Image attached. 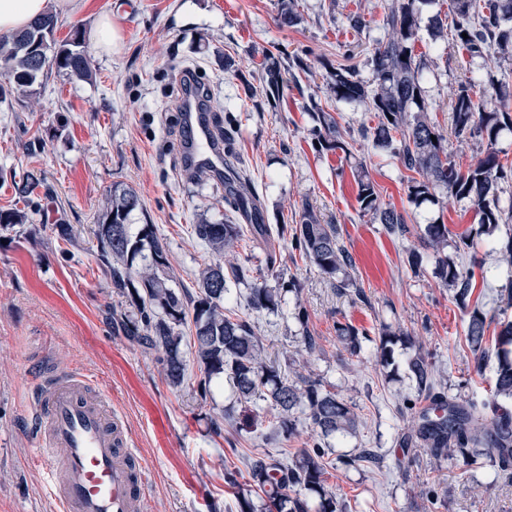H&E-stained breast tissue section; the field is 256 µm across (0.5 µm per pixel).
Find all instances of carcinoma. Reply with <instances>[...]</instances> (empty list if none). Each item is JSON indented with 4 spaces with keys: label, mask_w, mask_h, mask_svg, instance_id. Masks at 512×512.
I'll return each instance as SVG.
<instances>
[{
    "label": "carcinoma",
    "mask_w": 512,
    "mask_h": 512,
    "mask_svg": "<svg viewBox=\"0 0 512 512\" xmlns=\"http://www.w3.org/2000/svg\"><path fill=\"white\" fill-rule=\"evenodd\" d=\"M419 0H391L386 12V33L378 40L370 58L376 84L359 78L354 64L325 65L324 80L330 94L339 100L362 101L374 113L377 123L364 126L360 136L373 137L374 146L398 158L407 176L408 199L418 205L434 199L438 190L448 198L467 201L478 216V226L455 234L469 262L456 264L444 255L451 231L446 224H427L419 232L422 247L435 259L434 274L452 293V299L465 316V340L475 355L476 371L488 357L487 336L495 338L497 367L491 399L477 400L450 396L441 391L429 353L421 338L385 325L377 336L351 323L336 325V339L352 357H360L364 343L373 341L380 362H394V346L414 350L407 360L413 385L403 396L405 403L430 401L431 408L410 414L405 435L417 440L437 464L468 473L488 464L505 471L512 467V318L493 322L485 312L477 288L487 281L486 271L477 260L475 246L490 229L512 218V204L501 205L502 184L512 180V167L499 158L496 145L503 131H512V78L471 77L458 85L451 99L450 131L460 141L486 142L483 156L467 170L450 158L445 138L431 120L425 98L422 60L414 54L418 34ZM298 0H278L280 25L293 27L300 20ZM451 21L436 20L432 36L450 31L452 40L470 57L495 54L512 60V0H448ZM57 14L49 9L25 29L0 34V75L9 88L0 86V98L15 95L26 103L55 75L90 82L94 68L85 32L74 30L65 40L55 37ZM41 34L48 44L41 63L30 50V39ZM467 37H462V34ZM265 98L270 106L284 97L288 81L283 73L295 75L304 62L295 57L288 62L273 52L263 54ZM323 127L318 143L326 150L351 155L343 130L328 112L313 114ZM357 202L363 214L371 215L390 235L410 232L408 214L385 205L367 170L355 169ZM229 180L237 182L233 210L247 213L253 199L250 178L235 169ZM20 199L43 194L51 188L35 170L15 183ZM140 206L136 193L121 183L112 184V195L102 221L91 230L89 249L95 251L101 267L117 295L126 299L129 310L109 311L112 325L131 342L157 353L158 363L168 383L174 387L187 380L186 351L181 327L192 323L189 352L201 378L202 396L221 380L230 383L237 401L245 407H258L263 401L277 411L276 430L285 439L299 434L298 426L310 430L312 447L301 448L284 462L263 455L247 463L248 479L240 482L236 469H224V483L236 489V512H343L336 494L327 486V462L323 446L336 438L357 433L359 416L354 407L332 387L297 370L287 371L267 361L265 348L251 323L232 317L234 300L230 283L241 281L242 266L233 262L246 234L270 243L273 238L288 242L317 270L333 278L353 268L352 255L340 239L334 224H323L314 210L303 205L301 222L293 228L281 224L276 231L265 224H236L230 216L213 222L202 218L194 233L216 256L217 261L202 268L193 293L168 286L173 273L164 244L153 225L133 229L131 215ZM27 220L25 212L0 210V229ZM292 231L286 239L285 231ZM500 266L508 274V284L500 291L499 312L512 309V237L499 249ZM294 299V318L302 328L301 341L308 351L317 347L308 332V312L302 304V287L296 281H283L276 288L253 281L247 295L248 307L256 312L278 313L288 309V296Z\"/></svg>",
    "instance_id": "obj_1"
}]
</instances>
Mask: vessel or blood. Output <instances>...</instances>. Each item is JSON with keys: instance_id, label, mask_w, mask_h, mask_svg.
I'll use <instances>...</instances> for the list:
<instances>
[{"instance_id": "vessel-or-blood-1", "label": "vessel or blood", "mask_w": 512, "mask_h": 512, "mask_svg": "<svg viewBox=\"0 0 512 512\" xmlns=\"http://www.w3.org/2000/svg\"><path fill=\"white\" fill-rule=\"evenodd\" d=\"M201 164L223 171L208 123L187 115ZM31 430L45 489L58 512H145L144 465L126 428L83 371L32 368Z\"/></svg>"}]
</instances>
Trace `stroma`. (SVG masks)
Returning <instances> with one entry per match:
<instances>
[{
	"instance_id": "1",
	"label": "stroma",
	"mask_w": 512,
	"mask_h": 512,
	"mask_svg": "<svg viewBox=\"0 0 512 512\" xmlns=\"http://www.w3.org/2000/svg\"><path fill=\"white\" fill-rule=\"evenodd\" d=\"M385 5L386 0H299L301 20L289 28L276 23L277 0H80L75 10H58L57 39L110 11L122 40L109 53L90 44L93 82L56 75L26 107L0 102V208L16 207L32 218L0 230V512H56L33 460L27 423V373L39 363L87 370L124 416L150 472L148 512H207L212 502L221 512H236L234 495L220 477L224 468L245 469L249 458L265 454L285 460L312 441L306 429L289 441L276 436L273 410L264 412L255 432L238 431L228 419L221 434H213L216 409L235 404L229 388L204 397L190 385L171 386L156 353L119 336L107 319L108 309H121V300L85 239L101 220L113 183L133 189L140 200L132 223L154 225L166 242L173 287L195 289L199 270L213 260L193 226L202 216L223 219L228 188L220 176L199 182L190 176L184 115L175 109L188 67L216 102L208 111L214 129L232 132L238 164L253 181L259 223L295 226L302 206L310 205L322 223L337 225L353 257L350 287L364 292L361 301L340 292L334 279L281 242L273 244L274 277L262 242L248 239L239 249L269 287L281 278L301 283L307 327L317 338L314 351L304 348L292 315L253 314L242 298L234 307L252 320L268 357L332 383L359 414L358 434L333 441L327 451L333 464L328 483L346 512H512V470L493 481L485 468L459 478L436 467L420 446L402 443L409 411L400 395L411 385L408 350L396 349L395 366L385 367L373 357L349 356L336 339L340 322L368 329L392 323L422 337L449 394L483 399L484 383L493 380L491 360L482 379L474 380L464 317L435 278L432 260L424 259L420 270L409 268L407 256L419 246L416 236L388 235L362 215L351 161L342 152L318 148L320 124L311 107L329 112L347 130L373 121L363 103L331 98L323 74L350 49L361 79L374 81L369 57L384 35ZM447 11L448 0L420 4L415 51L425 63L431 117L448 136L449 154L465 166L486 146L450 136L451 94L471 76H497L512 64L492 55L472 59L450 40L433 39L431 20ZM351 14L362 16V30L349 28ZM267 49L284 58L299 56L308 65L274 108L261 103L259 63ZM35 137L44 149L32 156L25 145ZM352 153L353 161L367 167L383 203L407 212L411 224L435 221L455 233L475 224L464 201L409 203L399 162L371 142L355 140ZM32 169L44 174L54 192L18 200L13 181ZM62 219L77 230L78 244L56 239L52 226ZM511 235L512 222L499 225L477 252L489 272L482 302L490 314L498 309L503 283L496 274L497 247ZM359 448L373 449L375 462L342 465ZM478 482L489 483V490L474 494ZM429 491L435 495L431 506Z\"/></svg>"
}]
</instances>
